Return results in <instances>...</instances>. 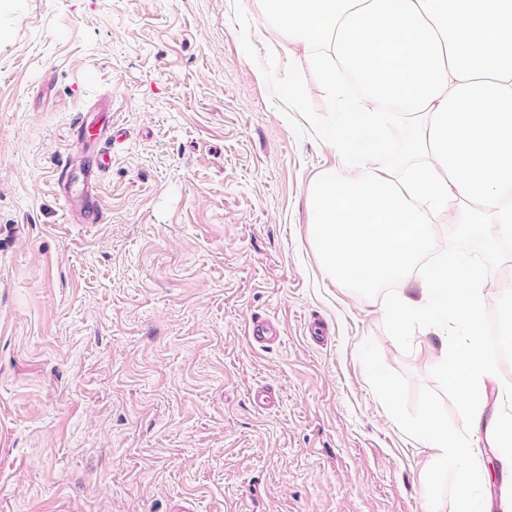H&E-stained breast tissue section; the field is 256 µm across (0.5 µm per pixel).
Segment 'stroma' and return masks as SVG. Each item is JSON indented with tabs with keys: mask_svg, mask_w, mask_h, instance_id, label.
<instances>
[{
	"mask_svg": "<svg viewBox=\"0 0 512 512\" xmlns=\"http://www.w3.org/2000/svg\"><path fill=\"white\" fill-rule=\"evenodd\" d=\"M294 77L327 111L259 0H0V512H500L497 451L427 326L395 335L389 288L321 265L308 192L345 168ZM102 97L105 218L75 224L56 172ZM478 261L502 321L512 249ZM432 409L468 487L413 432Z\"/></svg>",
	"mask_w": 512,
	"mask_h": 512,
	"instance_id": "obj_1",
	"label": "stroma"
}]
</instances>
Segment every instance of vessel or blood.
Instances as JSON below:
<instances>
[{"instance_id":"1","label":"vessel or blood","mask_w":512,"mask_h":512,"mask_svg":"<svg viewBox=\"0 0 512 512\" xmlns=\"http://www.w3.org/2000/svg\"><path fill=\"white\" fill-rule=\"evenodd\" d=\"M69 136L80 144L99 143L96 154L90 155L86 171L75 174L72 167H61L57 184L74 220L79 224H98L104 218V210L97 189V177L111 163V154L105 144L109 139L107 125H95L89 113H79L70 127Z\"/></svg>"}]
</instances>
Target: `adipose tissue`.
Masks as SVG:
<instances>
[{
	"mask_svg": "<svg viewBox=\"0 0 512 512\" xmlns=\"http://www.w3.org/2000/svg\"><path fill=\"white\" fill-rule=\"evenodd\" d=\"M264 17L321 77L329 111H295L343 158L322 171L307 200L315 248L331 279L359 290L394 285L385 312L396 329L429 323L441 378L461 399L469 430L498 448L512 473V387L494 410L486 386L496 364L479 350L485 331L482 268L460 245L496 252L512 241V0H261ZM415 124L401 173L376 168L397 128ZM453 208L438 236L433 212ZM431 263H424V256ZM432 459L469 486L463 438L437 411L415 427Z\"/></svg>",
	"mask_w": 512,
	"mask_h": 512,
	"instance_id": "ef3b65f1",
	"label": "adipose tissue"
}]
</instances>
